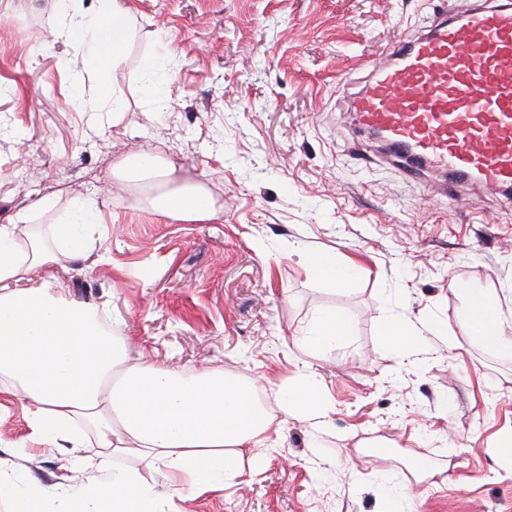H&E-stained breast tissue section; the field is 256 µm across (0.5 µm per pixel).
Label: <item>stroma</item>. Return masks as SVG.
<instances>
[{
	"mask_svg": "<svg viewBox=\"0 0 512 512\" xmlns=\"http://www.w3.org/2000/svg\"><path fill=\"white\" fill-rule=\"evenodd\" d=\"M131 3L115 109L73 58L101 0H0V225L52 250L55 224L95 204L84 256H58L14 289L47 284L102 310L131 364L221 370L268 406L274 421L241 449L238 475L173 498L171 512H512V459L495 449L512 434V354L466 336L459 291L495 289L512 312V202L468 187L448 201L397 172L349 111L371 65L431 25L433 0ZM133 154L173 162L217 219L157 218L156 179L116 175ZM299 243L366 273L345 286L307 278ZM321 310L353 325L335 347L304 336ZM391 319L421 330L410 357L383 336ZM305 372L322 383L324 417L278 406ZM23 405L0 407L1 474L75 494L134 470L166 489L148 458L91 442L84 469L68 448L15 457L31 434Z\"/></svg>",
	"mask_w": 512,
	"mask_h": 512,
	"instance_id": "1",
	"label": "stroma"
}]
</instances>
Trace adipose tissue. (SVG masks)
<instances>
[{"label":"adipose tissue","mask_w":512,"mask_h":512,"mask_svg":"<svg viewBox=\"0 0 512 512\" xmlns=\"http://www.w3.org/2000/svg\"><path fill=\"white\" fill-rule=\"evenodd\" d=\"M130 7L114 0L80 27L76 61L99 75L98 95L111 96L107 77L123 60ZM162 218L204 221L216 213L208 196L179 187L157 197ZM18 227L0 225V283L24 279L54 254L37 240L18 243ZM304 274L332 285L358 278L362 270L336 255L296 247ZM465 333L483 347L512 352V316L505 315L497 292L465 289ZM128 340L106 331L97 313L66 302L53 288L0 292V375L30 406L31 439L19 441V454L31 444L49 448L84 445L94 433L99 447H134L157 462L170 487L160 491L132 471L91 480L80 502L64 488L29 487L15 512H166L175 496L223 490L237 470V448L253 441L268 425L269 414L254 387L223 373L185 377L168 370L127 364ZM287 414L316 413L323 407L321 385L304 374L280 389ZM83 418L86 431L73 423Z\"/></svg>","instance_id":"adipose-tissue-1"}]
</instances>
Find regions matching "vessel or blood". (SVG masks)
I'll return each mask as SVG.
<instances>
[{"mask_svg":"<svg viewBox=\"0 0 512 512\" xmlns=\"http://www.w3.org/2000/svg\"><path fill=\"white\" fill-rule=\"evenodd\" d=\"M350 108L405 172L512 195V0H474L374 64Z\"/></svg>","mask_w":512,"mask_h":512,"instance_id":"b4317fda","label":"vessel or blood"}]
</instances>
